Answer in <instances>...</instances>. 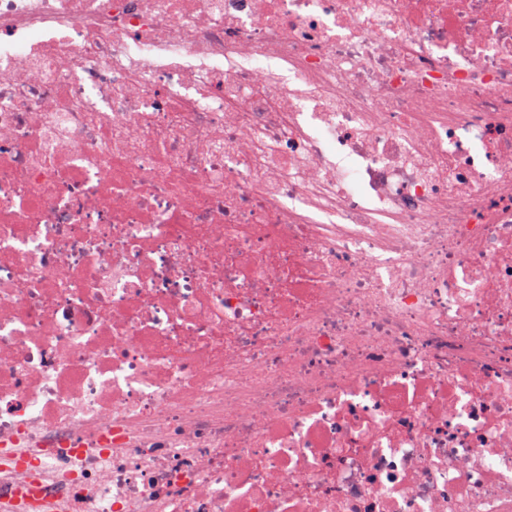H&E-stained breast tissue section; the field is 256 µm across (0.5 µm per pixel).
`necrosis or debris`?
Wrapping results in <instances>:
<instances>
[{
  "instance_id": "obj_1",
  "label": "necrosis or debris",
  "mask_w": 512,
  "mask_h": 512,
  "mask_svg": "<svg viewBox=\"0 0 512 512\" xmlns=\"http://www.w3.org/2000/svg\"><path fill=\"white\" fill-rule=\"evenodd\" d=\"M0 512H512V0H0Z\"/></svg>"
}]
</instances>
